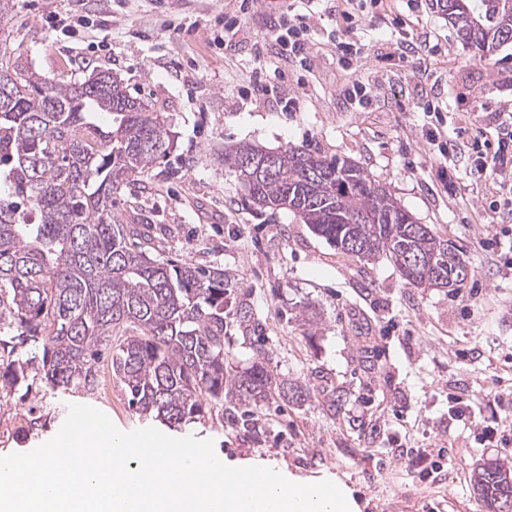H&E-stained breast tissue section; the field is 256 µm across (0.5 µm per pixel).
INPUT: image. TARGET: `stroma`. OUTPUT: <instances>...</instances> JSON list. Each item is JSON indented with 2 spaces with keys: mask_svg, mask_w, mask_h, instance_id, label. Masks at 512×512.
Segmentation results:
<instances>
[{
  "mask_svg": "<svg viewBox=\"0 0 512 512\" xmlns=\"http://www.w3.org/2000/svg\"><path fill=\"white\" fill-rule=\"evenodd\" d=\"M355 8L365 18L355 33L364 54L349 63L336 54L335 17L322 10L307 65L286 59L275 34L303 11L301 0H15L0 51L41 73L65 64L81 81L116 73L164 113L172 150L119 199L172 228L158 258L224 268L249 291L270 371L309 391L304 402L260 410L258 436L216 410L175 435L213 440L228 465L256 462L303 482L336 476L362 512H488L472 471L490 459L512 468V427L494 401L512 383V270L481 241L491 226L512 235V208L491 211L497 192L473 174V155L452 151L440 163L420 125L431 101L457 141L475 128L494 132L499 113L512 112V42L480 56L435 0ZM384 31L413 41L418 59L381 41ZM259 67L275 74L276 92H254ZM356 80L370 89L361 108L345 98ZM283 91L297 99L292 111L279 103ZM242 144L357 163L463 253L468 279L452 292L408 286L390 262L357 260L288 211L258 207L224 163ZM112 352L93 363L92 384L55 390L36 375L40 350L0 357V373L17 359L28 364L25 380L0 384V455L51 439L71 403L101 410L123 431L154 425L130 406ZM458 399L483 427L450 418ZM422 450L443 452V480L424 477Z\"/></svg>",
  "mask_w": 512,
  "mask_h": 512,
  "instance_id": "35a3bbf8",
  "label": "stroma"
}]
</instances>
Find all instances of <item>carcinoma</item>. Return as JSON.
Wrapping results in <instances>:
<instances>
[{"mask_svg": "<svg viewBox=\"0 0 512 512\" xmlns=\"http://www.w3.org/2000/svg\"><path fill=\"white\" fill-rule=\"evenodd\" d=\"M458 38L485 58L512 41L505 0H436ZM18 87L0 97V317L8 315L0 351L42 352L41 379L52 389L91 383L92 360L118 332H130L112 354V372L129 404L171 425L223 407L232 425L259 431L242 405L270 404L300 393L272 381L263 362L234 375L226 366L227 319L248 339L265 340L249 293L219 268L152 255L169 228L114 211L121 188L166 156L171 140L161 112L130 94L109 71L77 81L58 70L39 73L0 54V73ZM112 114L103 126L98 114ZM268 150L240 145L224 161L261 158ZM261 208L286 209L336 249L360 260L401 268L413 288L459 285L448 241L423 230L359 165L305 150H278L274 174L236 171ZM493 512H512V473L496 462L475 476Z\"/></svg>", "mask_w": 512, "mask_h": 512, "instance_id": "cac0c4a2", "label": "carcinoma"}]
</instances>
